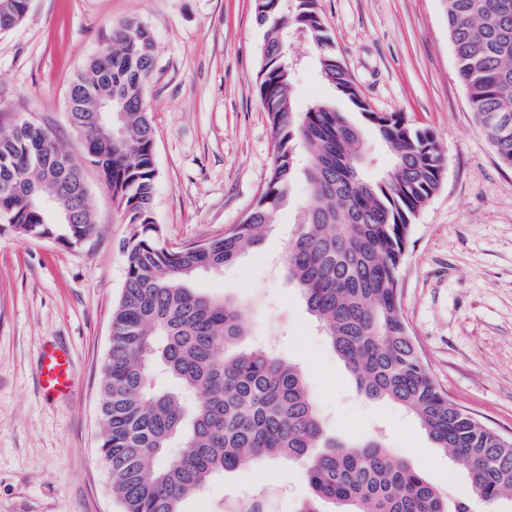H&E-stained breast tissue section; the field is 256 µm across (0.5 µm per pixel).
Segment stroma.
I'll list each match as a JSON object with an SVG mask.
<instances>
[{"label": "stroma", "instance_id": "1", "mask_svg": "<svg viewBox=\"0 0 512 512\" xmlns=\"http://www.w3.org/2000/svg\"><path fill=\"white\" fill-rule=\"evenodd\" d=\"M336 52L374 111L431 130L445 156L439 189L415 219L402 277L406 323L450 400L512 437V167L499 160L460 81L443 0H318ZM146 25L156 60L145 90L158 171L153 220L182 247L220 236L262 193L274 139L257 91L264 30L254 0H31L0 33V129L50 126L74 156L66 119L73 76L127 22ZM293 100L305 111L332 91L317 48L296 40ZM98 234L75 247L0 231V512H121L99 456L100 370L125 279L133 227L85 166ZM309 191L304 175L258 249L197 276L194 286L249 310L246 345H271L301 366L333 437L381 435L448 498L492 512L415 418L357 393L352 375L308 314L283 264ZM70 352L75 393L48 398L44 346ZM286 488L273 512H297L310 487L301 463L225 474L185 501L216 512L260 487Z\"/></svg>", "mask_w": 512, "mask_h": 512}]
</instances>
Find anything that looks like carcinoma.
I'll return each mask as SVG.
<instances>
[{"instance_id":"1","label":"carcinoma","mask_w":512,"mask_h":512,"mask_svg":"<svg viewBox=\"0 0 512 512\" xmlns=\"http://www.w3.org/2000/svg\"><path fill=\"white\" fill-rule=\"evenodd\" d=\"M458 74L498 157L512 167V0H444ZM30 0H0V31ZM264 27L258 94L274 136V161L255 206L220 237L170 247L154 224L155 128L143 100L155 42L128 22L112 53L76 74L68 120L84 161L96 167L134 232L125 281L112 311L100 387L99 449L123 512H182L184 500L226 473L261 460L306 466L310 496L298 512H470L435 487L380 438H329L302 368L268 347H244L246 310L200 293L194 277L232 264L261 244L298 170L310 185L304 219L288 243L285 269L308 312L368 399L412 412L438 448L451 453L472 493L512 502V440L488 428L434 382L404 319L400 281L413 221L438 190L445 157L434 135L400 113L373 111L342 66L318 0H255ZM299 32L320 51L322 81L375 130L391 155L381 175L363 127L333 102L295 110L284 35ZM122 112L114 140L89 121L97 98ZM82 165L46 127L23 121L0 130V215L32 239L79 245L97 225ZM189 395L200 402L190 406ZM181 451L168 458L171 442Z\"/></svg>"}]
</instances>
